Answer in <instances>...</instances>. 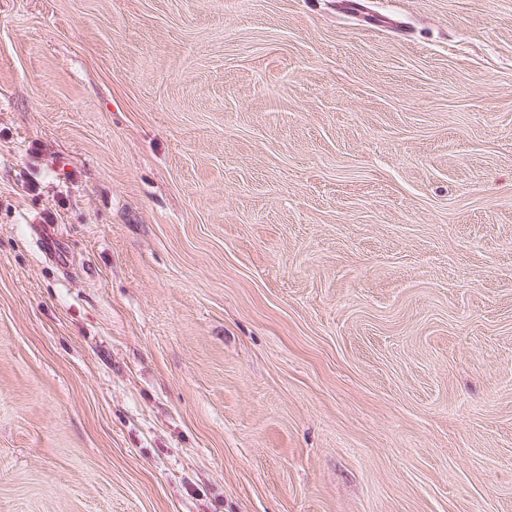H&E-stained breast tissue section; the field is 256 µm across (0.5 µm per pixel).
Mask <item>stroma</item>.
<instances>
[{"label": "stroma", "instance_id": "35a3bbf8", "mask_svg": "<svg viewBox=\"0 0 512 512\" xmlns=\"http://www.w3.org/2000/svg\"><path fill=\"white\" fill-rule=\"evenodd\" d=\"M0 512H512V0H0Z\"/></svg>", "mask_w": 512, "mask_h": 512}]
</instances>
